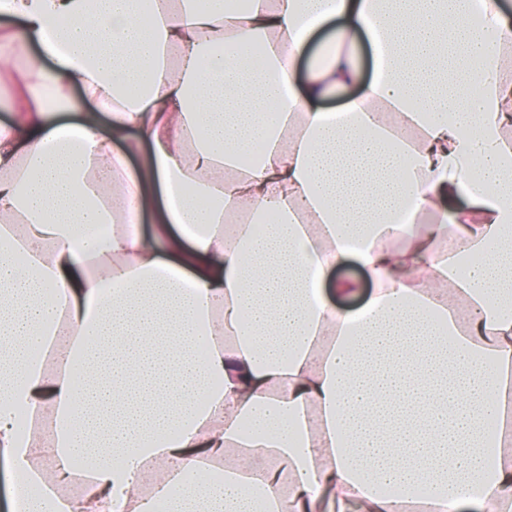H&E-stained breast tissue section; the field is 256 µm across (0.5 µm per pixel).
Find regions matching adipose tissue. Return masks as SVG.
<instances>
[{
    "label": "adipose tissue",
    "mask_w": 512,
    "mask_h": 512,
    "mask_svg": "<svg viewBox=\"0 0 512 512\" xmlns=\"http://www.w3.org/2000/svg\"><path fill=\"white\" fill-rule=\"evenodd\" d=\"M0 14V60L55 63L0 125V459L27 512H263L258 487L270 512H512L486 424L512 415L505 0ZM87 100L107 130L58 121ZM349 258L355 311L328 298ZM329 277L334 281L335 279L352 278L357 280L360 284L359 294L354 298L340 300L339 298L332 296L330 301L337 307L341 309L357 310L360 309L368 300L371 291L370 283L362 269L352 260H348L338 266Z\"/></svg>",
    "instance_id": "adipose-tissue-1"
}]
</instances>
